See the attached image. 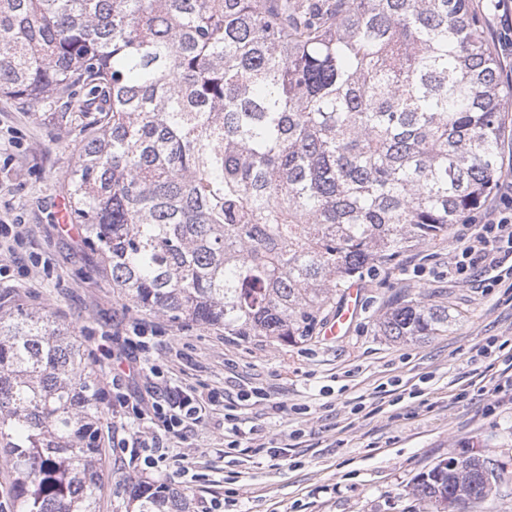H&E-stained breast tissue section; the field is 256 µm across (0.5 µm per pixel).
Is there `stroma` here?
Masks as SVG:
<instances>
[{"mask_svg":"<svg viewBox=\"0 0 512 512\" xmlns=\"http://www.w3.org/2000/svg\"><path fill=\"white\" fill-rule=\"evenodd\" d=\"M77 136L40 109L0 97V219L27 231L21 251L0 250L8 269L0 291L18 307L50 306L79 328L102 388L112 375L101 347L123 346L139 320L163 330L147 362L172 383L232 397L261 389L263 399L240 412L251 433L244 450L225 452L220 409L192 431L160 437L190 470L172 484L192 512L216 496L235 512H432L412 491L415 476L468 456L503 472L497 490L468 512H512V389L483 387L484 378L512 374V288L449 275L465 225L365 276L361 311L340 342L277 345L174 324L122 301L79 231L61 222ZM422 293L457 310L447 332L422 342L381 336L386 311ZM130 431L102 421L109 480L100 512H124L126 483L139 475L113 446ZM272 446L283 454L270 456Z\"/></svg>","mask_w":512,"mask_h":512,"instance_id":"stroma-1","label":"stroma"}]
</instances>
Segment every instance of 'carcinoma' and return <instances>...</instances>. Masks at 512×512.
Segmentation results:
<instances>
[{
    "instance_id": "1",
    "label": "carcinoma",
    "mask_w": 512,
    "mask_h": 512,
    "mask_svg": "<svg viewBox=\"0 0 512 512\" xmlns=\"http://www.w3.org/2000/svg\"><path fill=\"white\" fill-rule=\"evenodd\" d=\"M0 96L83 131L68 220L128 303L278 344L371 268L448 238L501 171L498 62L469 0H0ZM404 301L381 335L448 331ZM103 412L79 331L0 306V458L14 512H98ZM486 458L415 478L484 500ZM126 512H191L134 480Z\"/></svg>"
}]
</instances>
